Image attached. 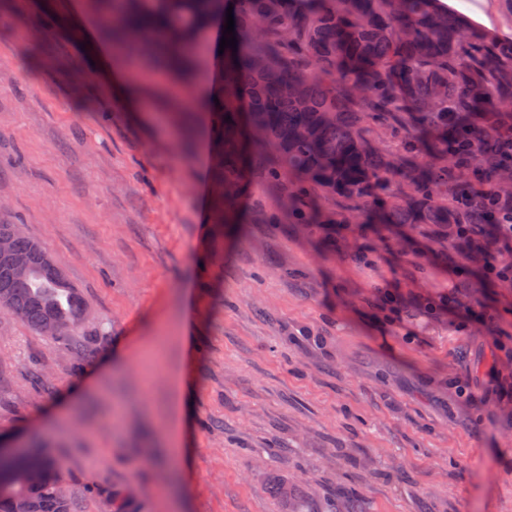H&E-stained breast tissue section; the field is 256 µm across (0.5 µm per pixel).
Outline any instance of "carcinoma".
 Listing matches in <instances>:
<instances>
[{"mask_svg": "<svg viewBox=\"0 0 512 512\" xmlns=\"http://www.w3.org/2000/svg\"><path fill=\"white\" fill-rule=\"evenodd\" d=\"M112 49H140L188 76L213 20L232 9L236 48L215 68L219 105L208 223L240 221V203L263 187L273 224H465L472 184L512 198V167L472 155L456 165L459 132L493 141L512 111V50L439 0H91ZM231 120H225V117ZM182 145L195 114L179 113ZM347 207L336 216V202ZM0 309L52 339L74 335L85 305L47 248L19 224H0ZM30 260L20 276L14 258ZM0 459V473L35 472L29 487L0 483V512H79L62 493L59 463L37 451Z\"/></svg>", "mask_w": 512, "mask_h": 512, "instance_id": "obj_1", "label": "carcinoma"}]
</instances>
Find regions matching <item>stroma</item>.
Wrapping results in <instances>:
<instances>
[{
    "mask_svg": "<svg viewBox=\"0 0 512 512\" xmlns=\"http://www.w3.org/2000/svg\"><path fill=\"white\" fill-rule=\"evenodd\" d=\"M76 8L0 0V223L88 308L64 341L0 312V438L41 437L81 512L116 489L135 512H512V282L434 224H250L209 252L206 142L182 152L152 81L128 105L94 74Z\"/></svg>",
    "mask_w": 512,
    "mask_h": 512,
    "instance_id": "1",
    "label": "stroma"
}]
</instances>
